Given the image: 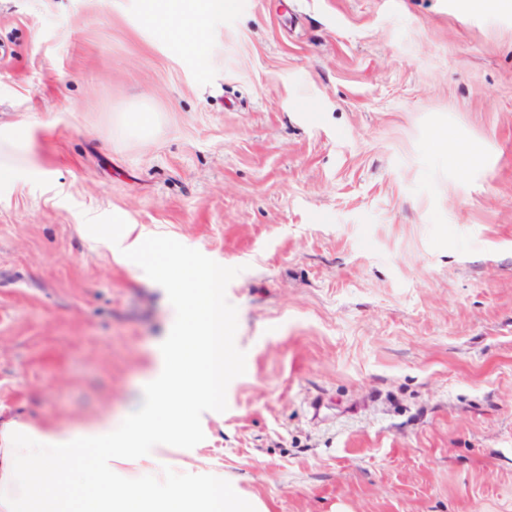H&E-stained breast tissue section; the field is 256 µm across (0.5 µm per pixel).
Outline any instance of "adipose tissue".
<instances>
[{
    "instance_id": "ef3b65f1",
    "label": "adipose tissue",
    "mask_w": 512,
    "mask_h": 512,
    "mask_svg": "<svg viewBox=\"0 0 512 512\" xmlns=\"http://www.w3.org/2000/svg\"><path fill=\"white\" fill-rule=\"evenodd\" d=\"M152 22L157 37L178 39L182 50L201 54L205 43V26L211 12L223 10L224 0H153Z\"/></svg>"
}]
</instances>
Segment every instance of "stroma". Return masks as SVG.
Listing matches in <instances>:
<instances>
[{"label": "stroma", "mask_w": 512, "mask_h": 512, "mask_svg": "<svg viewBox=\"0 0 512 512\" xmlns=\"http://www.w3.org/2000/svg\"><path fill=\"white\" fill-rule=\"evenodd\" d=\"M0 0V422L141 403L174 308L85 224L238 268L246 372L189 466L265 512H512V12ZM453 135L468 149L453 162ZM155 4L152 22L157 37L179 38L182 50L200 55L204 50L205 26L210 12L224 11V0H151ZM29 143L12 134L0 133V184L14 179L18 163L27 158Z\"/></svg>", "instance_id": "1"}]
</instances>
